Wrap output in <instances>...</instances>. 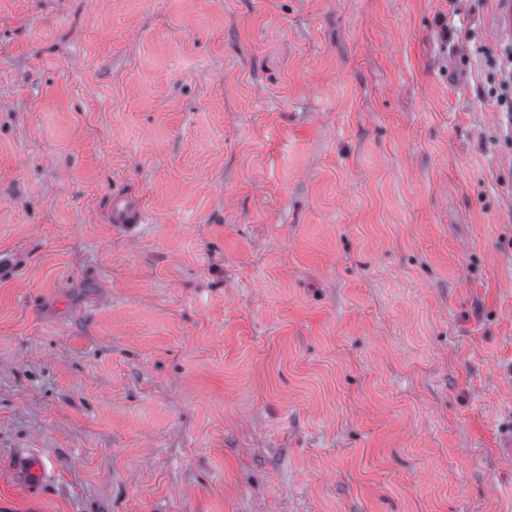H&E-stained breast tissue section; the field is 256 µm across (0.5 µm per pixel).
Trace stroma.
Instances as JSON below:
<instances>
[{"label":"stroma","instance_id":"stroma-1","mask_svg":"<svg viewBox=\"0 0 512 512\" xmlns=\"http://www.w3.org/2000/svg\"><path fill=\"white\" fill-rule=\"evenodd\" d=\"M498 13L0 0V512H512ZM113 224H142L145 222V213L134 200H129L123 205L115 204L112 209Z\"/></svg>","mask_w":512,"mask_h":512}]
</instances>
